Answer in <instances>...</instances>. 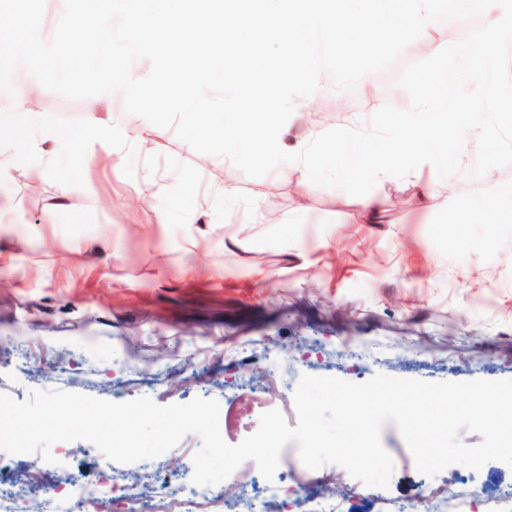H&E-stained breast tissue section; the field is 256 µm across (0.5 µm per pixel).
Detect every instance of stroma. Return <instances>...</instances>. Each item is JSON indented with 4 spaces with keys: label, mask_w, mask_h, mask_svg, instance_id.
<instances>
[{
    "label": "stroma",
    "mask_w": 512,
    "mask_h": 512,
    "mask_svg": "<svg viewBox=\"0 0 512 512\" xmlns=\"http://www.w3.org/2000/svg\"><path fill=\"white\" fill-rule=\"evenodd\" d=\"M421 41L397 66L365 76L351 91L296 101L288 143L329 112L332 127L364 129L383 105L409 98L401 67L430 57ZM39 116L83 119L112 106L127 131L121 94L72 101L28 72ZM83 187L34 177L16 164L0 176V390L25 401L57 389L160 405L218 400L223 439L254 433L271 400L293 394L302 375L362 383L379 373L439 381L512 379V166L467 181L477 153L469 140L463 173L451 181L434 167L381 177L370 196L380 219H362L358 197L314 185L295 164L251 178L226 158L196 152L174 129L138 148L134 177L124 151L91 144ZM470 182L461 195L449 182ZM230 186L224 200L215 188ZM365 357L358 363L350 349ZM390 455L402 456L388 487H368L336 468L332 496L346 512L412 507L427 490L448 492L447 512L471 500L474 512L512 490V468L454 464L419 473L394 424L382 429ZM201 441L187 435L170 452L103 467L84 440L52 446L54 463L0 451V473L26 469L44 479L135 488L143 512L155 494L154 470L191 479Z\"/></svg>",
    "instance_id": "stroma-1"
}]
</instances>
